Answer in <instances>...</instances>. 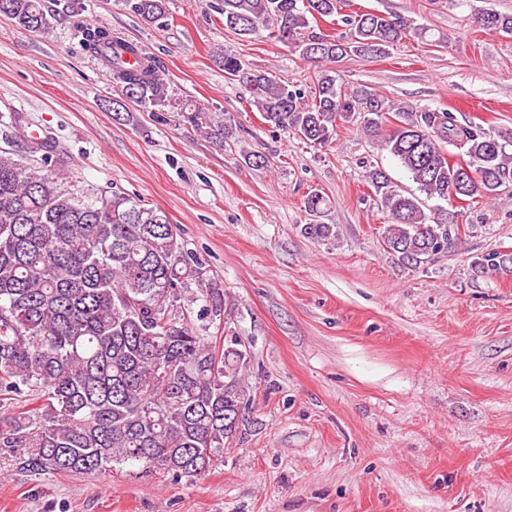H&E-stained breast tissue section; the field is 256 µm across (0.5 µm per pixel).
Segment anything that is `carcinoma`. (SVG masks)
Wrapping results in <instances>:
<instances>
[{
    "label": "carcinoma",
    "instance_id": "carcinoma-1",
    "mask_svg": "<svg viewBox=\"0 0 512 512\" xmlns=\"http://www.w3.org/2000/svg\"><path fill=\"white\" fill-rule=\"evenodd\" d=\"M168 0H124L147 25L168 17ZM224 27L250 38L265 29L317 67L312 95L224 54L225 77L249 90L266 124L314 148L332 144L339 122L357 123L409 174L422 199L373 167L371 198L389 223L384 248L408 269H424L458 248L463 212L453 201L495 200L512 184V131L491 136L429 107L396 110L367 86L346 91L330 67L347 57L377 58L409 34L427 30L401 16L366 11L341 17L347 31L327 34L319 18L339 15L344 0H222ZM84 10L83 0H0V15L45 32ZM478 22L512 35V15L483 12ZM84 50L112 74L135 104L167 119L168 86L154 57L136 70L123 55L133 45L92 25L80 27ZM180 118L222 147L231 118L185 106ZM20 148L52 163L55 145L30 139L15 123ZM437 199L434 206L427 201ZM329 199H304L306 237L330 242L336 225L321 217ZM480 268L509 271L512 254L492 252ZM196 287L189 298L188 289ZM200 325L192 323L191 306ZM224 313L202 263L185 249L161 210L120 191L85 196L62 185L60 173L36 170L14 149L0 150V396L33 393L37 418L14 416L1 448H21L20 468L34 474L92 473L141 464L175 480L195 479L224 464V445L242 433L249 410L247 353L237 338L217 346L202 331Z\"/></svg>",
    "mask_w": 512,
    "mask_h": 512
}]
</instances>
